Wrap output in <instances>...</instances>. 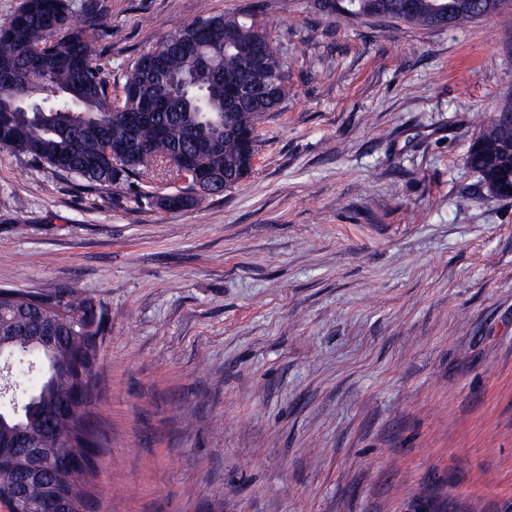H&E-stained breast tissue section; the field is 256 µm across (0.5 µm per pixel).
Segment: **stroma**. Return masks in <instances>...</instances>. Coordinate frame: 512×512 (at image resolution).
<instances>
[{
  "label": "stroma",
  "instance_id": "stroma-1",
  "mask_svg": "<svg viewBox=\"0 0 512 512\" xmlns=\"http://www.w3.org/2000/svg\"><path fill=\"white\" fill-rule=\"evenodd\" d=\"M97 63L255 12L288 96L252 173L166 211L0 149V289L107 324L88 512H504L512 504V198L466 156L512 102V10L463 30L295 0H98Z\"/></svg>",
  "mask_w": 512,
  "mask_h": 512
}]
</instances>
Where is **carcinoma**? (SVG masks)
Returning a JSON list of instances; mask_svg holds the SVG:
<instances>
[{
    "instance_id": "cac0c4a2",
    "label": "carcinoma",
    "mask_w": 512,
    "mask_h": 512,
    "mask_svg": "<svg viewBox=\"0 0 512 512\" xmlns=\"http://www.w3.org/2000/svg\"><path fill=\"white\" fill-rule=\"evenodd\" d=\"M316 10L335 22L353 23L369 18L397 19L412 26L463 30L480 19L506 10L505 0H314ZM102 14L92 3L81 17L73 15L68 0H22L11 20L0 25V99L24 101L41 112H0V148L32 158L54 172L79 179L94 189L108 190L132 177L150 173L171 176L168 163L182 155L198 161L181 192L156 194L152 202L165 209L199 204L195 183H209L224 173L225 189L242 184L251 173L258 151V126L264 116L284 102L271 96L260 102L224 105V83L271 85L288 83L287 61L274 48L267 29L254 16L225 14L201 17L166 38L173 48L159 64L160 73L145 75L136 57L125 75L122 97L112 98L105 79L94 64L92 32L104 27ZM233 28L244 42L266 46L262 65L248 55L224 46V29ZM194 70V86L175 91L170 79ZM80 82L79 98L57 92ZM141 113L136 125L128 114ZM492 115L472 144L467 161L479 174L490 196L496 188H512V121L502 113ZM125 146L121 164L112 148ZM93 302L73 289L23 304L11 294L0 295V348L12 354L19 367L34 362L36 383L19 407L0 402V442L8 444L22 432L41 448L59 455H74L98 438L92 418L79 421L54 419V407L83 390L78 374L62 369L77 356L97 360V345L82 331L83 316ZM67 322L63 339L54 349L42 341L46 320ZM22 458L0 461V490L10 489ZM92 469L67 473L63 481L85 503ZM41 487L29 485L16 500L17 512H36Z\"/></svg>"
}]
</instances>
